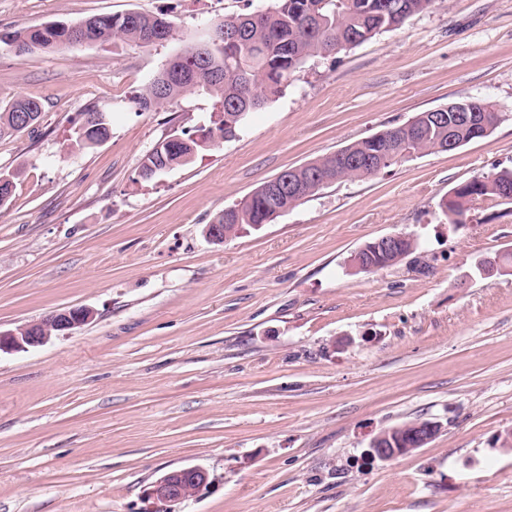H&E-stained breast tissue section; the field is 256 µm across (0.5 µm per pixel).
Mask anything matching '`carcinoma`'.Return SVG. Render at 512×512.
<instances>
[{"label": "carcinoma", "mask_w": 512, "mask_h": 512, "mask_svg": "<svg viewBox=\"0 0 512 512\" xmlns=\"http://www.w3.org/2000/svg\"><path fill=\"white\" fill-rule=\"evenodd\" d=\"M434 0H272L262 17L253 20L248 12L231 17L238 24V38L234 43L224 41L210 44V59L197 56L189 47L171 59L165 70L168 80L163 85L151 82L133 98L141 112H156L175 100L191 94H208L216 98V119L203 130V142L176 136L161 141L142 160L139 175L150 180L169 170L191 162L197 147L205 143H221L237 136L250 112L260 108L284 91L295 80L296 74L312 59L336 56L330 51L337 45L344 51L362 44L381 32L399 28L409 17L429 9ZM311 17L315 26L307 29L304 19ZM88 26L84 43H102L124 40L137 46H149L168 41L173 25L161 16L128 12L120 15H96L76 23L46 22L37 26L0 32V44L17 46L30 54L35 50H53L75 44L73 32ZM42 104L34 99H18L0 106V137L20 133L28 126L19 124L26 115L37 123ZM100 116V121H82L75 131L76 144L84 147L98 145L110 137V126L103 112L87 109L82 115ZM433 112H422L404 124L393 127L400 151L383 169L399 159L424 152H444L448 145V129L467 143L484 137L483 127H462L455 123V113L445 112L443 123L432 118ZM381 140L371 135L352 143L343 151L352 157L365 158L379 150ZM315 168L334 181L366 179L380 174L363 165H345L336 154L314 161ZM282 174L292 178L296 189L272 190V181L261 184L251 195L235 205L234 219L224 223L219 214L214 223L235 235L245 225L268 224L276 219L275 211L283 212L314 196L322 185L311 179L306 171ZM479 197H493L512 201V168H502L490 175L476 176L453 190L450 199L440 204L449 223L457 217H467L468 203ZM419 247L417 240L407 238L391 249L376 241L365 243L352 256V267L357 262L378 271L392 267Z\"/></svg>", "instance_id": "obj_1"}]
</instances>
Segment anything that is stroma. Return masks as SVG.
Returning a JSON list of instances; mask_svg holds the SVG:
<instances>
[{
	"instance_id": "obj_1",
	"label": "stroma",
	"mask_w": 512,
	"mask_h": 512,
	"mask_svg": "<svg viewBox=\"0 0 512 512\" xmlns=\"http://www.w3.org/2000/svg\"><path fill=\"white\" fill-rule=\"evenodd\" d=\"M268 0H0V29L140 12L174 37L16 56L0 47V104L41 102L34 129L0 138L14 190L0 207V330L69 308L71 335L0 352V512H148L161 475L214 484L167 512H512V275L476 263L512 251V202L439 204L512 167V0H436L395 31L309 63L237 138L153 179L139 166L197 132L208 95L157 112L132 99L203 25ZM495 104L488 136L330 184L261 229L204 230L261 183L416 114ZM111 135L78 147L87 108ZM419 251L357 273L388 234ZM440 433L391 461L381 431Z\"/></svg>"
}]
</instances>
